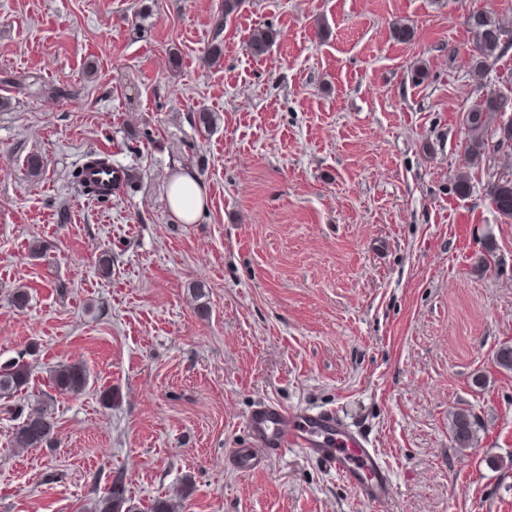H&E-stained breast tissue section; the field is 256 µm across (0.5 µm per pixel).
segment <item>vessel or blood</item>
I'll list each match as a JSON object with an SVG mask.
<instances>
[{"mask_svg":"<svg viewBox=\"0 0 512 512\" xmlns=\"http://www.w3.org/2000/svg\"><path fill=\"white\" fill-rule=\"evenodd\" d=\"M243 428L246 447L232 449L229 465L241 473L263 468L270 458L301 450L329 467L374 506L392 495L390 472L371 439L327 408H289L262 400L248 411Z\"/></svg>","mask_w":512,"mask_h":512,"instance_id":"vessel-or-blood-1","label":"vessel or blood"}]
</instances>
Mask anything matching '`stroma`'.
<instances>
[{"instance_id": "stroma-1", "label": "stroma", "mask_w": 512, "mask_h": 512, "mask_svg": "<svg viewBox=\"0 0 512 512\" xmlns=\"http://www.w3.org/2000/svg\"><path fill=\"white\" fill-rule=\"evenodd\" d=\"M477 11L512 18V0H0V72L20 78L0 84V364H27L55 417L51 447L21 450L0 400V512H95L121 474L141 507L185 491L181 512H512V470L488 465L512 458V372L493 362L512 342V220L486 194L512 160L490 152L454 189L464 114L485 88L512 97V51L486 87L469 75ZM260 24L281 36L257 58ZM92 153L138 182L87 195L72 174ZM181 174L209 197L192 224L167 206ZM73 362L85 389L54 393ZM261 399L360 427L394 500L374 510L297 449L231 469ZM449 430L455 444L460 449L471 448L477 438V430L472 414L459 410L451 416Z\"/></svg>"}]
</instances>
